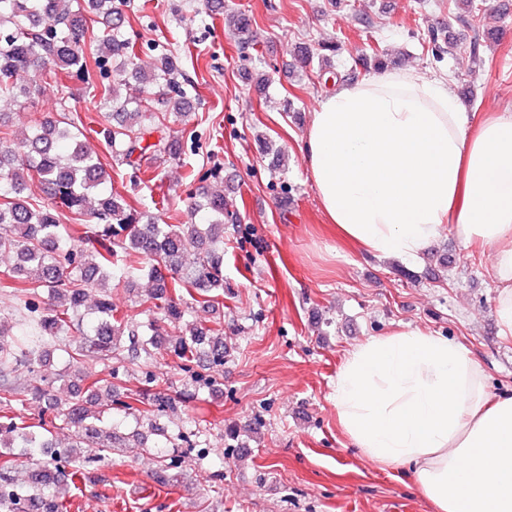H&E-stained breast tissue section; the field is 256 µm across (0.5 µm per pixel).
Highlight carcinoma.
Returning <instances> with one entry per match:
<instances>
[{
    "label": "carcinoma",
    "mask_w": 512,
    "mask_h": 512,
    "mask_svg": "<svg viewBox=\"0 0 512 512\" xmlns=\"http://www.w3.org/2000/svg\"><path fill=\"white\" fill-rule=\"evenodd\" d=\"M456 18L475 25L481 11L478 0H452ZM129 0H0V98L19 106L33 105L41 85L20 84L21 76L33 74L43 82L57 79L65 70L89 81L94 69L106 60L115 68L131 67L132 79L141 85L166 88L170 95L161 103L182 116L179 65L163 53L153 70L134 66L135 40L125 28ZM102 18L104 29L86 42L88 15ZM240 47L255 43L253 17L240 10L226 14ZM106 111L101 114L95 138L121 164L140 169L142 162L176 160L177 139L159 134V127L142 111L141 99L123 96L110 81L92 84ZM59 111L42 112L25 129L11 128L0 113V251L14 254L7 275L9 288L20 302L25 329L19 333L0 322V368L26 370L31 380L23 388L0 382V448H19L31 465L28 484L16 486L9 471H0V512H65L59 481L35 458L57 447L52 431L41 420L26 425L7 411L22 402L20 396L49 399L52 384L38 375L52 350L68 355L70 377L87 385V394L71 390L70 399L53 400L54 422L72 431L68 449L59 452L57 463L68 469L67 478H86L87 467L106 459L125 437L103 427L112 412L113 379L100 378L90 361L109 356L121 362L129 351L145 362L163 352L177 359L191 373L193 392L218 387L211 375L193 370L207 358L211 365L224 363V326L210 327L190 320L189 303L207 304L224 291V218H233L224 191L200 187L190 197L189 209L200 220L185 224L159 223L112 194V177L102 157L92 147L80 118ZM39 196L25 199L29 184ZM85 219L87 230L77 238L69 234L67 220ZM194 249L193 261L184 260ZM142 259L141 275L151 283L140 305L146 321L134 323L114 314L112 278H126L127 258ZM99 293L94 316L82 311L90 291ZM178 334L162 346L159 337ZM158 377L146 373L145 388L133 393L137 409L159 435L167 431L157 417L177 412L179 398L158 388Z\"/></svg>",
    "instance_id": "carcinoma-1"
}]
</instances>
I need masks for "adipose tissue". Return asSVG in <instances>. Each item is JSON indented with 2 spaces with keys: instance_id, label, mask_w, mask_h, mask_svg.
Segmentation results:
<instances>
[{
  "instance_id": "1",
  "label": "adipose tissue",
  "mask_w": 512,
  "mask_h": 512,
  "mask_svg": "<svg viewBox=\"0 0 512 512\" xmlns=\"http://www.w3.org/2000/svg\"><path fill=\"white\" fill-rule=\"evenodd\" d=\"M303 151L324 212L367 252L416 258L447 229L490 248L512 334L511 112L475 125L446 80L384 70L323 99ZM334 401L353 446L410 467L438 512H512V396H489L461 345L419 328L369 337Z\"/></svg>"
}]
</instances>
